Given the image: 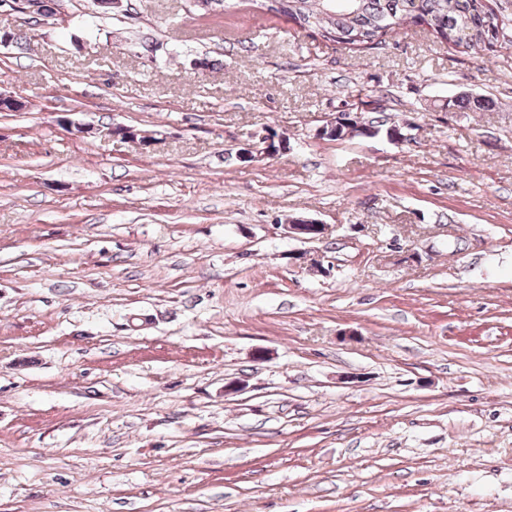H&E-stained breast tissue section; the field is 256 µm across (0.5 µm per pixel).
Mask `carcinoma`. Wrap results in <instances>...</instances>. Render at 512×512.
Listing matches in <instances>:
<instances>
[{"instance_id": "carcinoma-1", "label": "carcinoma", "mask_w": 512, "mask_h": 512, "mask_svg": "<svg viewBox=\"0 0 512 512\" xmlns=\"http://www.w3.org/2000/svg\"><path fill=\"white\" fill-rule=\"evenodd\" d=\"M299 28L351 50L371 49L411 25H426L461 52L492 50L507 38L512 19L489 0H267ZM448 108L476 111L482 99L460 96Z\"/></svg>"}]
</instances>
